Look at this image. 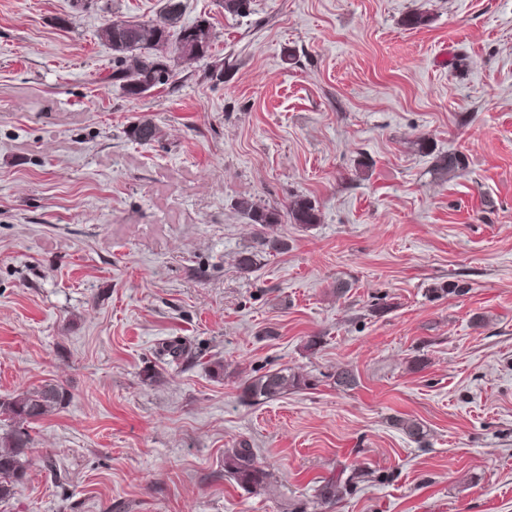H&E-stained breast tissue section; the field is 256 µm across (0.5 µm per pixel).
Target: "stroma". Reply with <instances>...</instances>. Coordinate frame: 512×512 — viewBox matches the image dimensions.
<instances>
[{
	"instance_id": "1",
	"label": "stroma",
	"mask_w": 512,
	"mask_h": 512,
	"mask_svg": "<svg viewBox=\"0 0 512 512\" xmlns=\"http://www.w3.org/2000/svg\"><path fill=\"white\" fill-rule=\"evenodd\" d=\"M184 3L223 80L132 100L95 32L159 0H0V398L70 396L0 512H512V0ZM143 117L162 141L126 139ZM244 195L321 221L263 232ZM283 368L311 388L241 400ZM242 440L264 491L224 471ZM286 215L294 224L308 227L320 222V213L308 198L296 196L288 205ZM359 476L352 473L345 480L338 477H331L324 481V484L319 488V495L322 499L329 503H336L346 494L351 492V489L357 483Z\"/></svg>"
}]
</instances>
